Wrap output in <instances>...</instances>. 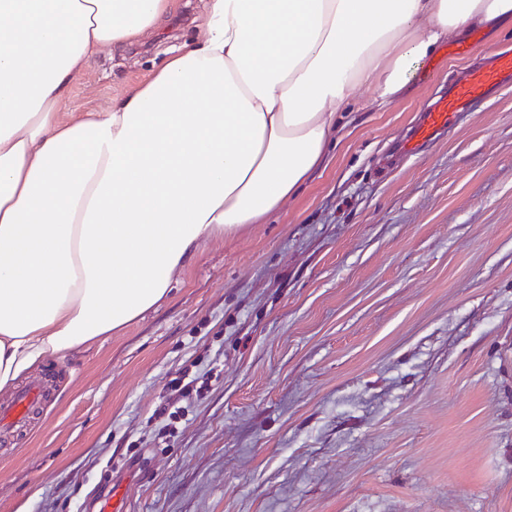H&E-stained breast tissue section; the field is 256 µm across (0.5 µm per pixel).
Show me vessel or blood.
Wrapping results in <instances>:
<instances>
[{
  "label": "vessel or blood",
  "mask_w": 512,
  "mask_h": 512,
  "mask_svg": "<svg viewBox=\"0 0 512 512\" xmlns=\"http://www.w3.org/2000/svg\"><path fill=\"white\" fill-rule=\"evenodd\" d=\"M511 83V53L498 54L486 65L473 69L466 82L449 88L428 108L423 119L400 143L399 153L407 155L416 151L447 129L456 113L471 110L476 102ZM42 396V386L36 382L19 390L10 401L0 403V428L9 429L23 422L29 408Z\"/></svg>",
  "instance_id": "b4317fda"
}]
</instances>
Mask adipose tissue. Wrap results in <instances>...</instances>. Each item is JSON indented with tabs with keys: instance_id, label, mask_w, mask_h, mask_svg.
<instances>
[{
	"instance_id": "1",
	"label": "adipose tissue",
	"mask_w": 512,
	"mask_h": 512,
	"mask_svg": "<svg viewBox=\"0 0 512 512\" xmlns=\"http://www.w3.org/2000/svg\"><path fill=\"white\" fill-rule=\"evenodd\" d=\"M173 8L0 0V392L143 318L203 243L297 196L361 87L390 106L443 41L512 31V0H207L146 80L70 112L89 59Z\"/></svg>"
}]
</instances>
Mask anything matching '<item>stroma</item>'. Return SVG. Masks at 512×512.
Masks as SVG:
<instances>
[{"label": "stroma", "mask_w": 512, "mask_h": 512, "mask_svg": "<svg viewBox=\"0 0 512 512\" xmlns=\"http://www.w3.org/2000/svg\"><path fill=\"white\" fill-rule=\"evenodd\" d=\"M175 0L141 45L90 59L108 109L189 41ZM512 52L439 46L410 96L355 112L321 175L202 245L167 299L72 361L0 434V512H512V85L413 156L434 96ZM188 372L201 395L156 410Z\"/></svg>", "instance_id": "obj_1"}]
</instances>
